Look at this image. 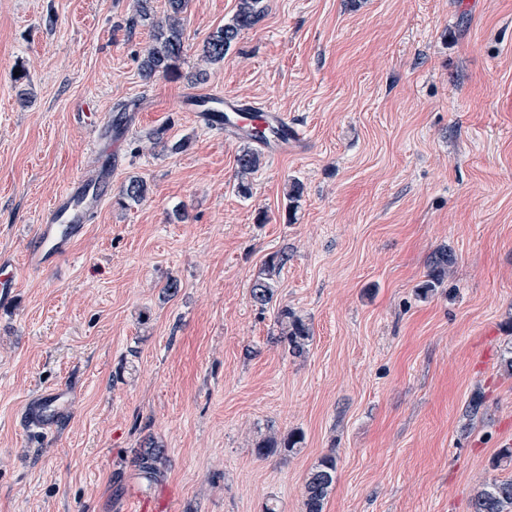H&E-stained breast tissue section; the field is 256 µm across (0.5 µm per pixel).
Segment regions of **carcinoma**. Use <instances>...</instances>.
<instances>
[{"label":"carcinoma","instance_id":"1","mask_svg":"<svg viewBox=\"0 0 512 512\" xmlns=\"http://www.w3.org/2000/svg\"><path fill=\"white\" fill-rule=\"evenodd\" d=\"M263 0H239L237 11L232 19L224 24L206 41L202 48V60L206 64H216L224 61V55L237 42L241 33L252 28L262 18ZM167 11L163 19L155 22L156 32L152 43L148 46L141 59V75L150 80L158 74L180 75L177 63L185 51V33L183 14L188 7V0H167ZM153 145H160L171 153H178L186 148L188 141H168L166 129L159 127L148 136ZM261 164V155L256 151L245 148L237 156V189L240 193L249 192L247 177ZM146 183L138 178L129 179L122 187L120 202L138 203L145 197ZM288 261V255H275L269 261L266 269L253 282L250 289L254 305L264 308L273 299L275 282L273 276ZM453 263V257L447 249L435 251L429 258L428 280L421 287V294L428 293L440 287L448 274V268ZM282 336L280 341L294 354L303 353L310 340V328L292 311L284 309L280 313ZM165 461V449L142 448L135 457V466L141 472L147 485L156 481L160 466ZM336 482V459L328 456L318 462L307 474L303 491V512H323L324 504ZM473 512H512V477L506 479L494 478L482 484L472 500Z\"/></svg>","mask_w":512,"mask_h":512}]
</instances>
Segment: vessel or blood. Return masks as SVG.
Wrapping results in <instances>:
<instances>
[{"mask_svg":"<svg viewBox=\"0 0 512 512\" xmlns=\"http://www.w3.org/2000/svg\"><path fill=\"white\" fill-rule=\"evenodd\" d=\"M187 111L199 113L201 120L225 136L250 139L252 131H264L257 145L265 152L279 155L302 149L306 138L287 115L271 107H262L234 95L220 103L207 97L185 99ZM106 177L76 178L49 205L45 221L35 225L33 243L25 253L29 271L40 273L54 266L71 245L86 231L87 224L105 196ZM18 287L17 268L13 261L0 257V305L8 304ZM66 394L51 389L35 397L25 410L30 425L54 429L64 411Z\"/></svg>","mask_w":512,"mask_h":512,"instance_id":"b4317fda","label":"vessel or blood"}]
</instances>
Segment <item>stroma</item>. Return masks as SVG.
I'll list each match as a JSON object with an SVG mask.
<instances>
[{
  "mask_svg": "<svg viewBox=\"0 0 512 512\" xmlns=\"http://www.w3.org/2000/svg\"><path fill=\"white\" fill-rule=\"evenodd\" d=\"M237 5L189 0L179 77L147 81L135 0H0V254L23 261L51 199L99 172L95 128L123 123L86 234L0 305V512H302L327 455L324 512H472L512 477V0H264L203 66ZM196 93L271 106L308 145L263 154L242 196L246 142L184 111ZM161 126L188 147L151 148ZM133 177L145 199L118 205ZM442 247L448 278L420 296ZM284 307L311 328L302 354L278 341ZM56 387L61 426H25ZM151 442L166 460L149 485L132 459ZM263 0H239L237 11L224 27L217 30L202 48L205 64H216L224 60V55L237 42L244 30L252 28L262 18ZM287 261V254L273 256L264 272L253 282L250 296L255 306L265 308L272 301L275 292L273 276L280 271ZM336 482V459L324 457L307 474L303 491V512H323Z\"/></svg>",
  "mask_w": 512,
  "mask_h": 512,
  "instance_id": "stroma-1",
  "label": "stroma"
}]
</instances>
